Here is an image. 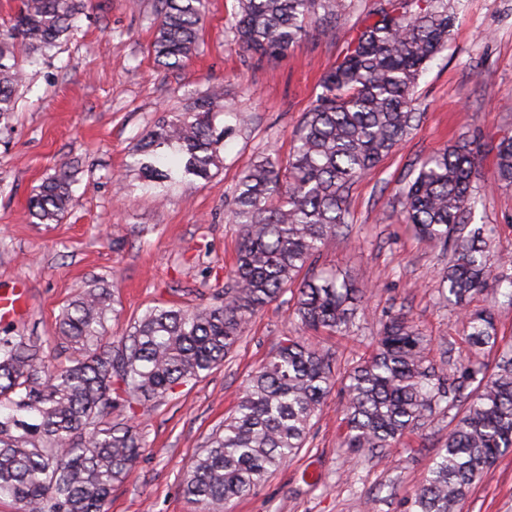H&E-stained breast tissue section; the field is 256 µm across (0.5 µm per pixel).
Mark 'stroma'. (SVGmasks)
<instances>
[{"instance_id": "35a3bbf8", "label": "stroma", "mask_w": 512, "mask_h": 512, "mask_svg": "<svg viewBox=\"0 0 512 512\" xmlns=\"http://www.w3.org/2000/svg\"><path fill=\"white\" fill-rule=\"evenodd\" d=\"M93 7L52 57L27 67L16 112L0 123V286L25 281L31 308L10 335L41 344L54 363L70 350L56 321L79 288H112L109 336L126 335L147 309L209 303L228 283L241 235L227 204L240 173L261 153L287 158L293 134L321 76L340 57L342 31L311 30L276 61L244 53L234 40L236 0H208L199 46L177 70L158 68L150 45L156 0H92ZM446 47L422 73L420 121L398 148L349 193V224L312 265L366 288L368 308L348 333L309 335L337 374L370 349L380 322L405 312L429 338L439 368L479 358L463 339L461 314L439 290L446 255L408 227L400 194L419 158L462 138L477 140L474 221L494 226L512 258V189L494 188L495 154L512 136V0H451ZM220 93L241 121L219 152L208 183H179L163 199L127 164L138 141L171 113L192 112ZM70 167L75 200L56 224L31 223L27 202L60 163ZM291 294L250 320L243 339L205 378L138 407L143 449L132 476L115 485L109 512H203L181 475L234 409L245 380L285 336L299 335ZM342 385L313 418L307 443L247 499L226 512H407L448 432L433 413L400 447L376 456L341 447ZM462 512H512V451L480 479Z\"/></svg>"}]
</instances>
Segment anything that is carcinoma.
Returning a JSON list of instances; mask_svg holds the SVG:
<instances>
[{"instance_id": "carcinoma-1", "label": "carcinoma", "mask_w": 512, "mask_h": 512, "mask_svg": "<svg viewBox=\"0 0 512 512\" xmlns=\"http://www.w3.org/2000/svg\"><path fill=\"white\" fill-rule=\"evenodd\" d=\"M234 37L267 60L288 55L307 27L343 29V0H236ZM207 0H157L151 53L178 69L197 49ZM88 0H21L0 28V119L16 111L23 65L68 40ZM449 0H375L362 26L319 82L288 160L264 153L239 176L229 221L242 228L231 283L212 303L154 307L130 331L104 340L109 290L74 296L56 326L72 350L55 364L21 336H0V498L21 512H107L112 486L133 473L139 431L127 413L197 380L224 363L250 318L289 291L293 314L309 330L346 334L365 292L336 273L301 276L348 224V191L390 155L420 120L412 102L420 75L447 44ZM215 104L163 120L140 140L132 166L163 194L176 181H209L217 145L230 132L213 125ZM476 142L448 145L424 158L401 204L416 234L448 252L441 285L462 308L465 340L476 352L498 349L494 315L470 310L474 295L510 287L512 263L494 258L493 229L471 226L478 202L472 177ZM496 186L512 187V136L497 145ZM67 166L29 202L34 224H56L74 198ZM425 336L402 314L386 320L376 344L346 376L342 445L354 452L393 448L421 428L440 404L454 412L409 512H461L474 485L512 450V345L491 368L427 363ZM335 384L330 355L285 337L246 382L235 411L186 469L183 493L207 507L245 499L267 474L304 448L311 421Z\"/></svg>"}]
</instances>
